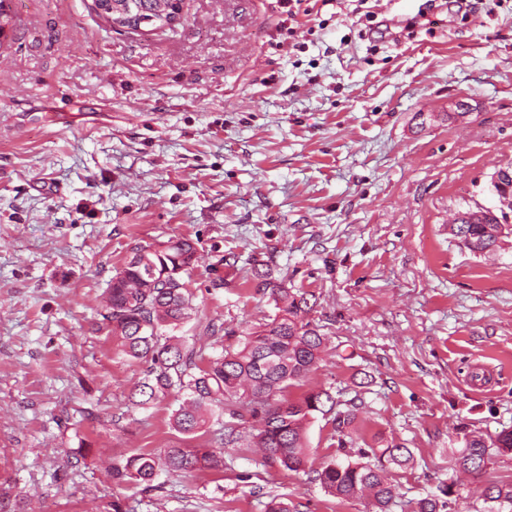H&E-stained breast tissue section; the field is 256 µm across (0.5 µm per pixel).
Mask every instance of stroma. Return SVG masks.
I'll list each match as a JSON object with an SVG mask.
<instances>
[{"label":"stroma","mask_w":512,"mask_h":512,"mask_svg":"<svg viewBox=\"0 0 512 512\" xmlns=\"http://www.w3.org/2000/svg\"><path fill=\"white\" fill-rule=\"evenodd\" d=\"M183 0L172 29L118 32L93 0H13L0 38V512H369L315 480L344 461L332 416L308 426L305 471L224 451L221 471L118 488L107 466L201 446L170 425L180 397L127 396L143 367L102 325L134 247L189 238L203 360L274 308L253 263L312 294L328 341L289 390L355 400L374 448L413 453L391 512L440 483L454 512H488L512 452L459 471L466 438L512 428V236L480 256L448 232L494 205L512 165V0ZM470 105L448 119L456 102Z\"/></svg>","instance_id":"obj_1"}]
</instances>
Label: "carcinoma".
<instances>
[{
  "label": "carcinoma",
  "mask_w": 512,
  "mask_h": 512,
  "mask_svg": "<svg viewBox=\"0 0 512 512\" xmlns=\"http://www.w3.org/2000/svg\"><path fill=\"white\" fill-rule=\"evenodd\" d=\"M496 174L498 180L491 181L496 205L470 206L457 212L449 225L451 234L475 254L496 251L503 234H512V169L500 168ZM195 255L194 244L185 238L134 248L107 288L101 316L119 350L145 366L143 378L128 395L129 403L145 407L175 391L188 392L189 399L171 415L172 428L194 435L213 420L219 425L214 433L216 446L167 448L159 459L150 454L132 455L106 470L114 485H135L151 493L159 489L154 481L160 467L171 474L197 468L219 471L224 468V449L229 447L245 453L259 448L265 464L298 472L308 462L310 420L317 413H331L337 405L326 390L307 392L298 400L288 397V389L317 364L326 336L308 319L312 305L306 291L289 288L285 281L255 267L251 268L252 279L257 291L274 304V315L244 334L237 349L199 365L196 349L176 335L196 316L192 294L182 278ZM356 412L353 404L333 422L342 434L339 448L359 460L329 463L317 471L315 480L340 499L366 491L375 512H389L398 492L387 477V468L408 466L412 452L402 446L363 448L346 440ZM494 448L512 452V429L489 439L474 436L466 440L455 465L480 473L491 464ZM452 495L451 487L443 484L439 494L419 500L415 512L450 510ZM484 501L512 509V482L488 485Z\"/></svg>",
  "instance_id": "carcinoma-1"
}]
</instances>
